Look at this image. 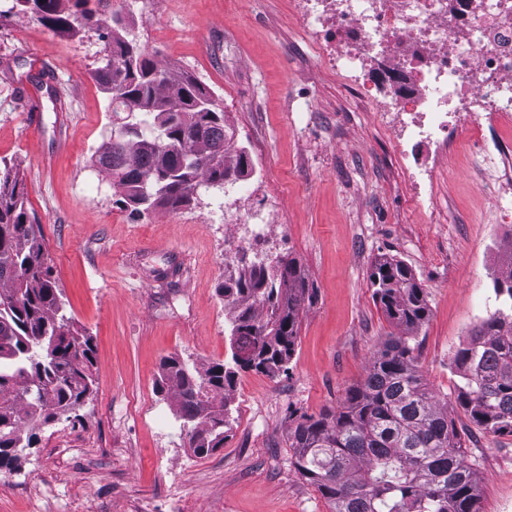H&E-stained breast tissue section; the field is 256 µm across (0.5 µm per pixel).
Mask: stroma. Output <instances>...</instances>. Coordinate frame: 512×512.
<instances>
[{
    "label": "stroma",
    "instance_id": "obj_1",
    "mask_svg": "<svg viewBox=\"0 0 512 512\" xmlns=\"http://www.w3.org/2000/svg\"><path fill=\"white\" fill-rule=\"evenodd\" d=\"M141 46L213 90L265 192L252 207L271 236L259 256L297 259L313 301L300 311L285 373L238 371L229 429L205 456L189 446L160 363L231 360L224 236L232 200L200 190L175 210L134 218L91 164L109 138L107 94L92 77L96 29L60 36L32 15L0 17V158L14 163L40 226L65 312L95 345V389L37 432L0 473V512H329L293 465L292 419L338 410L398 335L372 296L380 258L404 262L429 316L409 339L479 475L481 512H512V434L475 426L456 403L452 359L496 305L512 218H502L467 149L437 156L423 202L390 118L319 54L294 0H112Z\"/></svg>",
    "mask_w": 512,
    "mask_h": 512
}]
</instances>
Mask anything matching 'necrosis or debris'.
<instances>
[{
    "mask_svg": "<svg viewBox=\"0 0 512 512\" xmlns=\"http://www.w3.org/2000/svg\"><path fill=\"white\" fill-rule=\"evenodd\" d=\"M311 28L331 25L338 45L321 53L354 77L366 98L378 88L371 66L381 55L397 147L457 140L479 113L512 122V0H299ZM486 186L503 213L512 212V147L482 144Z\"/></svg>",
    "mask_w": 512,
    "mask_h": 512,
    "instance_id": "1",
    "label": "necrosis or debris"
}]
</instances>
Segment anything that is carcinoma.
Listing matches in <instances>:
<instances>
[{"mask_svg":"<svg viewBox=\"0 0 512 512\" xmlns=\"http://www.w3.org/2000/svg\"><path fill=\"white\" fill-rule=\"evenodd\" d=\"M64 35L104 30L93 77L110 95L112 131L92 157L122 191L135 218L188 205L199 189L224 187L253 171L250 156L229 150L234 129L214 92L177 77L135 40L123 15H103V0H10ZM373 296L403 335L384 344L338 412L303 416L288 431L297 471L330 512H480L479 476L463 454L448 409L419 373L408 342L428 317L424 290L395 259L375 263ZM232 300L234 363L275 376L287 371L305 298H313L295 259L251 267L222 284ZM500 305L475 325L453 365L463 384L456 403L485 430L512 433V271L494 279ZM93 338L63 312L61 291L26 193L0 159V472L12 470L37 430L70 414L93 393ZM234 372L199 369L178 357L161 365L198 455L224 446V392Z\"/></svg>","mask_w":512,"mask_h":512,"instance_id":"obj_1","label":"carcinoma"}]
</instances>
